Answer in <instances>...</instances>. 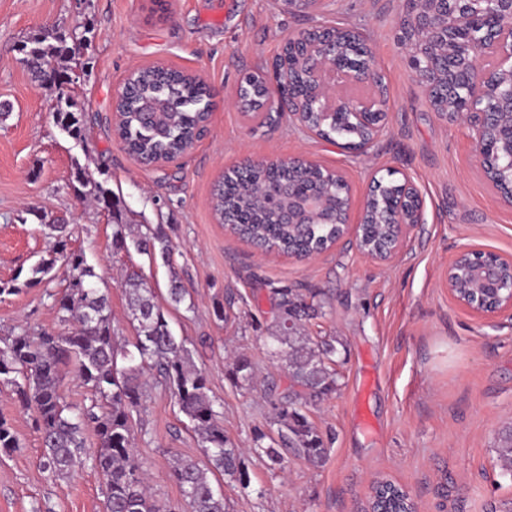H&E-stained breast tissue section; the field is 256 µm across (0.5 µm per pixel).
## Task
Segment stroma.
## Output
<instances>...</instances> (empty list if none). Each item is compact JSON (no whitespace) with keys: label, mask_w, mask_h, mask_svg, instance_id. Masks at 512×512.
<instances>
[{"label":"stroma","mask_w":512,"mask_h":512,"mask_svg":"<svg viewBox=\"0 0 512 512\" xmlns=\"http://www.w3.org/2000/svg\"><path fill=\"white\" fill-rule=\"evenodd\" d=\"M401 14V0H324L308 12L275 0H166L162 8L154 0H0V106L9 112L0 121V283L53 249L45 227L27 217L30 208L70 225L73 247L109 293L117 335L129 342L135 331L121 276L141 274L207 374L225 435L243 450L248 486L222 484L230 512H366L378 480L407 488L417 512H512V478L495 452L499 431L512 424V318L474 315L448 292V264L459 251L512 255V206L475 165L467 126L439 119L422 95L397 41ZM328 25L365 35L387 87L388 126L364 153L308 135L285 117L258 125L232 103L239 80L269 70L289 38ZM76 26L90 31L88 72L71 87L83 106L80 141L56 127L55 94L34 82L18 50L39 30ZM152 63L200 75L211 116L184 158L144 168L114 135L113 111L129 71ZM296 157L344 177L354 223L374 180L409 175L425 200V224L383 266L346 239L309 262L266 254L218 223L213 194L227 168L246 158ZM78 164L120 197L129 222L164 229L192 306L170 304L162 263L113 252L107 211L72 188ZM64 278L59 268L36 287L0 297V336L65 331L53 306ZM282 288L324 297L325 317L303 327L339 342L340 389L304 408L333 439L320 465L288 454L272 468L253 449L255 435L270 432L287 385L266 346ZM238 355L254 365L252 388L224 377ZM146 380L133 415L136 455L153 496L177 508L173 461L203 460V448L159 377ZM0 420L21 445L0 451V512H103L102 482L91 467L64 480L43 470L33 413L3 385Z\"/></svg>","instance_id":"stroma-1"}]
</instances>
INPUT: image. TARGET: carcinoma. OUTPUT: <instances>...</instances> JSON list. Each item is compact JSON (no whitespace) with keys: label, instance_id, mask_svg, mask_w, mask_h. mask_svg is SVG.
<instances>
[{"label":"carcinoma","instance_id":"1","mask_svg":"<svg viewBox=\"0 0 512 512\" xmlns=\"http://www.w3.org/2000/svg\"><path fill=\"white\" fill-rule=\"evenodd\" d=\"M87 42L86 31L73 28L68 33L45 30L23 42V62L35 79L43 69L52 67L58 58L76 60L74 45ZM66 81L53 84L59 89L53 118L56 125L74 139L82 138V112L77 99L64 90ZM206 93L203 81L178 69L160 68L156 64L142 67L132 79L124 82L116 111L120 112L117 133L128 152L145 165L170 162L190 147L197 129L208 118L192 102ZM159 105L161 122L148 119L138 111L143 103ZM321 136L342 139L357 148L364 138L362 129L349 122L322 123ZM262 165L229 180L244 186L242 191L224 192L219 184L215 194L214 213L231 232L256 246L278 251L309 252L321 250L336 241L337 224H282V205H272L252 191L265 180ZM75 181L81 195L106 210L114 223L113 247L117 251L136 252L155 261L161 260L175 269V249L162 227L147 228L137 234L123 222L121 200L110 188L89 177L86 169L76 166ZM311 183L327 193L342 191L345 184L330 182L321 170L310 173ZM399 193L395 181H380L373 191V219L370 236L386 239L389 225L383 223L384 202ZM248 214L250 224L237 223ZM39 223L55 232V243L49 258H42L31 269L28 285H36L53 277L57 261L67 268L66 286L55 306L60 320L70 324L66 332H44L36 337L25 331L0 337V384L10 386L22 407L34 411V423L43 445L41 465L55 477H65L85 465L94 468L105 485L106 512H168L146 491L141 467L134 448L133 413L142 406L145 391L142 377L156 371L174 396L179 411L205 448L206 461L177 458L171 475L176 481L188 512H229L224 494L215 489L216 473L233 481H245L241 469L242 449L224 435L220 412L209 396L208 380L192 362L185 340L171 331L156 296L136 272L126 275L128 318L136 332L135 341L119 340L112 325V306L107 293L96 287V274L85 254L72 247L66 226L47 222L38 211H31ZM279 315L275 329L268 336L271 353L283 360L290 381L288 393L274 405L271 426L276 436L270 444L267 435L255 437V451L262 452L271 465H281L283 451L317 462L327 454L330 441L309 421L302 404L306 396L329 397L339 390V372L335 368L337 353L332 340H315L300 332L305 319L323 315V304L288 288L279 290ZM169 301L179 306L189 294L178 274H173L168 291ZM72 366L91 393L90 402L81 406L66 400L61 390L64 370ZM251 361L238 356L224 376L232 384L243 387L253 380ZM93 426L99 446L85 448L84 431ZM17 437L0 420V451L19 450ZM502 471L512 474V424L506 426L496 448ZM380 506L385 512L404 508V495L389 483L379 488Z\"/></svg>","mask_w":512,"mask_h":512}]
</instances>
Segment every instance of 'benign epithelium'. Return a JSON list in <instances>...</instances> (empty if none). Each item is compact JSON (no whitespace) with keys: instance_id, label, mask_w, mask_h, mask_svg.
Returning a JSON list of instances; mask_svg holds the SVG:
<instances>
[{"instance_id":"obj_1","label":"benign epithelium","mask_w":512,"mask_h":512,"mask_svg":"<svg viewBox=\"0 0 512 512\" xmlns=\"http://www.w3.org/2000/svg\"><path fill=\"white\" fill-rule=\"evenodd\" d=\"M398 40L416 75L428 103L443 94L449 106L436 115L462 120L471 131L476 165L500 194V201L512 205V0H404ZM354 41L363 45L358 61L351 60L342 45ZM296 65L305 69L306 81L299 85L290 76L286 54L272 63V74L256 72L264 88L262 111L286 114L308 134H316L307 116L316 113L332 119L345 116L363 125L367 140L359 151L369 150L388 124V99L376 68L375 55L360 33L352 29L324 28L303 31L287 42ZM367 83L366 96L348 98L334 92L336 81ZM315 165L309 160L272 159L268 168L267 191L276 199L288 191L284 224H329L334 211L341 212V231L371 261L386 265L405 250L410 233L425 223L424 201L414 181L403 175L400 195L390 202L385 223L391 225V244L371 248L365 242L369 207L363 205L361 222L349 223L351 195L336 200V210L324 208L318 192L299 174L298 168ZM288 167V186L280 182ZM470 272L492 285L491 291L476 299L458 292L456 276L463 264ZM448 292L464 308L478 316L512 313V257L492 251L462 250L448 265Z\"/></svg>"}]
</instances>
